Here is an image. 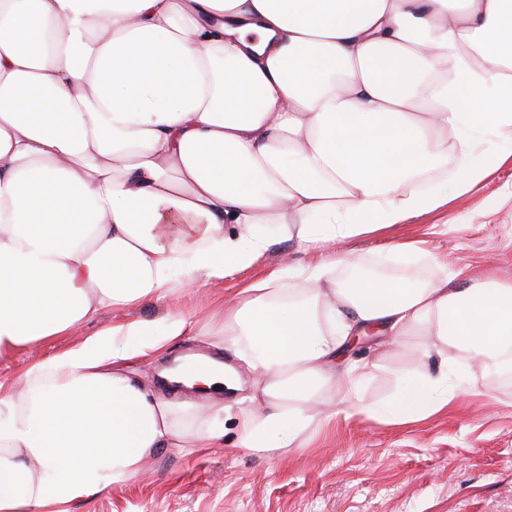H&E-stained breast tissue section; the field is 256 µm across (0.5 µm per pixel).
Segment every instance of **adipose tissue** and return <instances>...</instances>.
I'll use <instances>...</instances> for the list:
<instances>
[{"label": "adipose tissue", "mask_w": 512, "mask_h": 512, "mask_svg": "<svg viewBox=\"0 0 512 512\" xmlns=\"http://www.w3.org/2000/svg\"><path fill=\"white\" fill-rule=\"evenodd\" d=\"M512 0H0V357L251 266L273 240L334 244L202 322L121 321L0 395V512H72L159 452L221 444L224 413L135 367L190 329L256 376L238 445L272 457L334 417L351 337L512 368V281L464 267L359 280L343 245L480 184L512 144ZM275 225L276 237L262 227ZM409 375L387 416L451 409Z\"/></svg>", "instance_id": "adipose-tissue-1"}]
</instances>
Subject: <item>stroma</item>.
Listing matches in <instances>:
<instances>
[{
    "instance_id": "1",
    "label": "stroma",
    "mask_w": 512,
    "mask_h": 512,
    "mask_svg": "<svg viewBox=\"0 0 512 512\" xmlns=\"http://www.w3.org/2000/svg\"><path fill=\"white\" fill-rule=\"evenodd\" d=\"M485 146L507 159L476 189L460 195L442 184L444 205L349 241L347 250L371 265L396 244L416 241L425 257L392 268V275L415 279L466 266L512 279V144L490 136ZM331 252L326 243L305 250L277 243L250 267L164 302L102 310L78 332L0 359V382H19L30 365L116 321L151 322L168 311L204 319L282 262L314 263ZM424 342L409 336L396 348L378 338L348 351L349 359L370 364L360 405L349 406L345 386H337L335 421L303 447L272 458L243 452L228 419L223 445L193 457L160 454L147 476L110 487L74 512H512V380L453 361L448 384L461 393L453 409L405 424L366 415V408L385 407L407 375L438 370V360L424 356Z\"/></svg>"
}]
</instances>
